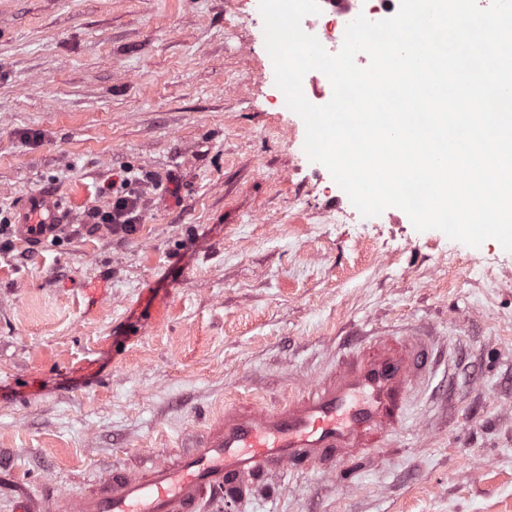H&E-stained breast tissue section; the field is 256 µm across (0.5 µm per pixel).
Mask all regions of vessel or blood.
I'll return each instance as SVG.
<instances>
[{
    "instance_id": "vessel-or-blood-1",
    "label": "vessel or blood",
    "mask_w": 512,
    "mask_h": 512,
    "mask_svg": "<svg viewBox=\"0 0 512 512\" xmlns=\"http://www.w3.org/2000/svg\"><path fill=\"white\" fill-rule=\"evenodd\" d=\"M68 211L43 193L16 206L15 233L35 246L58 235ZM335 369L270 404L235 401L179 454L141 471L113 466L79 498L59 497L54 512H201L205 500L241 503L284 472L330 474L368 460L404 429L415 396L434 368L424 336H350Z\"/></svg>"
}]
</instances>
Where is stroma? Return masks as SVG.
<instances>
[{
  "label": "stroma",
  "mask_w": 512,
  "mask_h": 512,
  "mask_svg": "<svg viewBox=\"0 0 512 512\" xmlns=\"http://www.w3.org/2000/svg\"><path fill=\"white\" fill-rule=\"evenodd\" d=\"M305 136L258 0H0V209L71 214L0 259V512L286 398L355 334L441 349L393 447L211 512H512V252L362 216ZM128 170L121 237L88 214ZM150 176H126L119 182L114 181L107 189L112 194V201L105 209H94L89 217L94 226H103L113 235H132L141 222V200L143 188ZM101 224V225H98ZM15 211V233L21 243L32 247L58 236L70 222L68 211L43 193L22 199Z\"/></svg>",
  "instance_id": "obj_1"
}]
</instances>
